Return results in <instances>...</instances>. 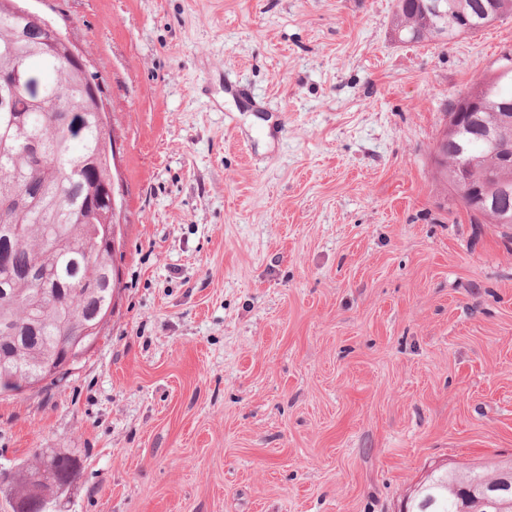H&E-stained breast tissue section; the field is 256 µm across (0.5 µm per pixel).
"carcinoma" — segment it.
<instances>
[{
    "label": "carcinoma",
    "instance_id": "cac0c4a2",
    "mask_svg": "<svg viewBox=\"0 0 512 512\" xmlns=\"http://www.w3.org/2000/svg\"><path fill=\"white\" fill-rule=\"evenodd\" d=\"M512 15V0H397L394 30L407 43L448 45ZM25 24L0 10V82L21 71L29 86H0V393L17 391L40 359L67 348L96 307L112 308V289L100 285L116 274L103 226L110 211L112 137L98 121L91 89L69 61L66 47L30 52ZM512 80L476 99L477 118L512 142ZM471 118L448 141V162L437 170L473 165L480 178L501 175L497 155L471 129ZM499 204L466 208L477 223H499ZM75 459L57 454L43 470L27 471L20 490L36 484L62 492ZM512 463L462 466L429 477L409 512H509Z\"/></svg>",
    "mask_w": 512,
    "mask_h": 512
}]
</instances>
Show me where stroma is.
<instances>
[{
	"instance_id": "obj_1",
	"label": "stroma",
	"mask_w": 512,
	"mask_h": 512,
	"mask_svg": "<svg viewBox=\"0 0 512 512\" xmlns=\"http://www.w3.org/2000/svg\"><path fill=\"white\" fill-rule=\"evenodd\" d=\"M396 0H29L104 90L112 314L67 374L0 394L50 512H404L512 459V229L433 166L512 16L403 43ZM41 472L39 468L26 470L20 483L19 493H22L30 484H37L43 494L48 490L55 489L56 492H63L70 484L75 470V459L70 456L57 454L53 456ZM46 495V494H45ZM13 512H30L37 510L44 512L45 500L42 498L39 489L30 485L25 494L18 495L13 502Z\"/></svg>"
}]
</instances>
